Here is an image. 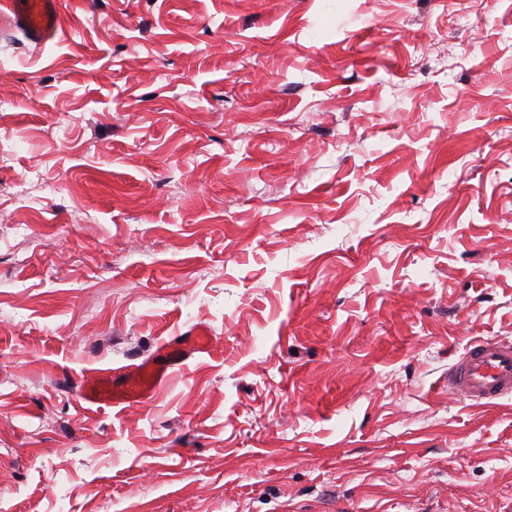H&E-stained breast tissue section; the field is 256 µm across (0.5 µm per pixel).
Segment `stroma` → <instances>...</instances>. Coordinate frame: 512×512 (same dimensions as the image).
Wrapping results in <instances>:
<instances>
[{
	"label": "stroma",
	"mask_w": 512,
	"mask_h": 512,
	"mask_svg": "<svg viewBox=\"0 0 512 512\" xmlns=\"http://www.w3.org/2000/svg\"><path fill=\"white\" fill-rule=\"evenodd\" d=\"M60 12L0 37V512H512V397L448 391L512 340V0ZM209 336L193 330L186 336H173L160 342L156 358L118 368L101 369L93 377H83L76 385L79 397L91 404L141 403L163 379L168 368L183 365L195 354L205 352ZM448 388L487 406L512 396V341L498 337L470 343L448 369Z\"/></svg>",
	"instance_id": "stroma-1"
}]
</instances>
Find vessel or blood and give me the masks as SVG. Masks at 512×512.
<instances>
[{"label": "vessel or blood", "instance_id": "obj_1", "mask_svg": "<svg viewBox=\"0 0 512 512\" xmlns=\"http://www.w3.org/2000/svg\"><path fill=\"white\" fill-rule=\"evenodd\" d=\"M0 25L21 32L42 47L62 34L59 0H0ZM209 343L200 331L174 336L158 344L154 358L107 368L79 380V397L91 404L140 403L163 379L168 368L183 365ZM449 389L474 406H487L512 396V341L498 337L470 343L448 370Z\"/></svg>", "mask_w": 512, "mask_h": 512}]
</instances>
